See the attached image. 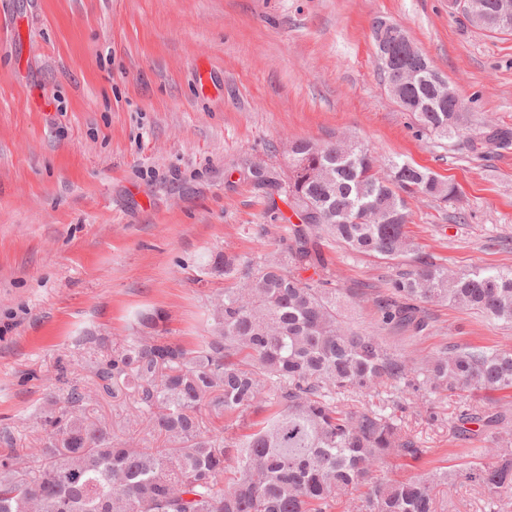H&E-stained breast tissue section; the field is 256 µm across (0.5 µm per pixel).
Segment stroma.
Segmentation results:
<instances>
[{"label": "stroma", "mask_w": 512, "mask_h": 512, "mask_svg": "<svg viewBox=\"0 0 512 512\" xmlns=\"http://www.w3.org/2000/svg\"><path fill=\"white\" fill-rule=\"evenodd\" d=\"M401 25L456 88L471 116L450 140L419 135L390 96L372 45L376 17ZM512 133V32L478 29L449 0H0V455L43 445L41 417L67 383L86 415L119 423L132 398L98 391L86 365L143 333L194 348L225 288L211 255L259 267L283 250L286 204L249 177L282 167L286 139L339 137L408 160L458 187L411 203L421 253L449 270L512 268V147L477 157L473 131ZM344 320L378 329L375 298L392 268L319 242ZM450 342L512 350V326L448 304L425 306ZM431 412L394 411L428 448L381 468L405 479L462 468L463 410L512 413V390L430 395Z\"/></svg>", "instance_id": "1"}]
</instances>
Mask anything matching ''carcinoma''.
Here are the masks:
<instances>
[{
	"mask_svg": "<svg viewBox=\"0 0 512 512\" xmlns=\"http://www.w3.org/2000/svg\"><path fill=\"white\" fill-rule=\"evenodd\" d=\"M482 29L498 23L502 0H471ZM389 84L410 69L423 80L401 87L397 104L418 132L451 139L468 122L461 99L441 97L438 71L418 48L385 33L379 60ZM512 143L488 128L471 150ZM255 188L271 203L284 198L302 219L288 227L286 253L257 272L226 252L210 264L235 286L211 301L210 336L189 349L166 336L129 337L92 365L104 393L127 391L134 412L115 429L86 416V394L70 387L63 405L44 419L46 441L29 465L0 456V512H333L357 501L356 512H439L440 489L453 474L431 469L408 480L379 479L392 459H420L429 449L384 406L359 398L381 386L416 405L421 392L512 389V351L450 344L420 359L382 337L346 328L328 280L301 272L326 269L318 239L402 266L416 253L407 231L409 201L454 198V184L406 161L383 162L347 138L328 144L288 141V171L276 180L255 172ZM376 297L379 330L417 341L432 325L424 302H448L487 320L512 325V269L448 267L415 257ZM263 412L257 428L237 437L210 428L222 418ZM501 410L463 411L457 428L472 440L492 438L493 453L472 448L466 479L487 496L489 512L512 493V434ZM162 441L158 447L148 446ZM231 477L224 479V474Z\"/></svg>",
	"mask_w": 512,
	"mask_h": 512,
	"instance_id": "carcinoma-1",
	"label": "carcinoma"
}]
</instances>
